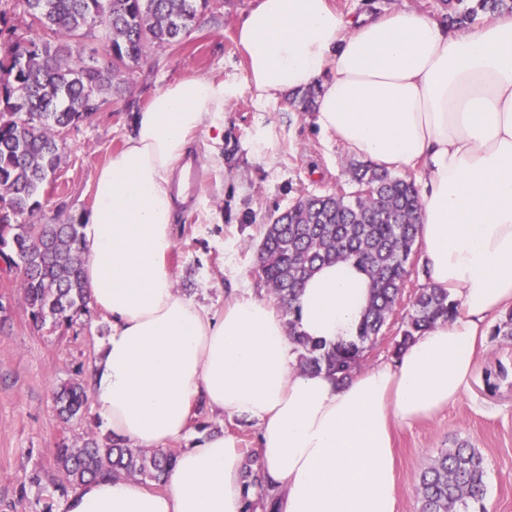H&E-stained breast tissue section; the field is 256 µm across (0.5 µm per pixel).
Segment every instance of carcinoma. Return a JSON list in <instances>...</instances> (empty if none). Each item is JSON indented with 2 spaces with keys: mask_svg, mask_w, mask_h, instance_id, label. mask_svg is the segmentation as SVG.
Returning <instances> with one entry per match:
<instances>
[{
  "mask_svg": "<svg viewBox=\"0 0 512 512\" xmlns=\"http://www.w3.org/2000/svg\"><path fill=\"white\" fill-rule=\"evenodd\" d=\"M219 0H22L29 37L11 32L0 54V260L19 282L30 323L69 330L90 316L82 268L83 214L42 224L41 197L59 166L61 133L122 97L147 50L180 46L200 16ZM445 23L465 29L487 13H511L512 0H442ZM102 30L105 48L85 38ZM319 87L289 94L296 112L315 110ZM350 191L302 195L270 224L255 247L257 272L288 316L298 368L326 370L351 380L383 333L401 297L415 252L421 202L415 180L372 165L349 167ZM350 261L371 279L372 297L355 340L327 346L298 331L294 302L299 288L325 263ZM459 302L425 284L418 289L391 354L402 351L437 321L453 318ZM65 424L89 415L87 387L75 378L54 393ZM174 451L119 444L112 436H87L82 445L60 443L48 484L32 512H54L56 499L97 478L144 477L156 487L176 461ZM243 512H269L275 495L261 473L247 469ZM485 466L474 448L460 445L438 456L421 474L419 512H485Z\"/></svg>",
  "mask_w": 512,
  "mask_h": 512,
  "instance_id": "carcinoma-1",
  "label": "carcinoma"
}]
</instances>
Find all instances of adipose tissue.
Returning a JSON list of instances; mask_svg holds the SVG:
<instances>
[{"mask_svg":"<svg viewBox=\"0 0 512 512\" xmlns=\"http://www.w3.org/2000/svg\"><path fill=\"white\" fill-rule=\"evenodd\" d=\"M236 41L244 85L185 77L163 87L97 172L83 219L89 306L111 323L88 375L91 410L129 445L181 449L164 490L91 480L62 512H243L235 438L186 442L199 402L257 423L279 512H398L394 429L467 391L490 321L512 308V14L458 32L407 9L349 18L329 0H259ZM314 84L322 135L378 167L416 171L421 264L461 303L395 363L344 384L297 370L273 301L248 290L215 310L176 289L169 262L172 185L191 136L223 145L224 107L240 89L268 101ZM370 296L355 264L322 265L300 289L298 330L351 341Z\"/></svg>","mask_w":512,"mask_h":512,"instance_id":"adipose-tissue-1","label":"adipose tissue"}]
</instances>
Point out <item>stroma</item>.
<instances>
[{
    "label": "stroma",
    "instance_id": "obj_1",
    "mask_svg": "<svg viewBox=\"0 0 512 512\" xmlns=\"http://www.w3.org/2000/svg\"><path fill=\"white\" fill-rule=\"evenodd\" d=\"M257 0H223L201 16L182 46L150 53L134 73L124 100L99 110L72 129L61 150L55 183L44 200L43 222L91 210L98 168L119 151L131 131L133 112L146 109L165 85L184 77H205L243 84L244 58L236 29ZM343 14L384 13L407 8L440 18L441 0H330ZM201 169L194 199L179 208L170 262L176 287L204 304L222 309L229 289L250 287L265 294L255 272V252L271 216L288 208L300 193H333L348 181L353 157L335 140L322 136L311 116H298L287 99L257 100L241 92L224 109V144L212 154L204 134L188 147ZM384 335L368 353L365 369L391 363L392 342L418 288L426 281L419 256ZM0 512L17 508L20 482L50 471L58 443L81 445L87 433L105 436L96 417L64 424L54 393L90 366L110 322L102 313L80 319L78 337L35 330L23 295L12 277L0 272ZM512 368V337L488 332L467 392L435 417L398 430L394 452L400 475L398 512H418L416 487L421 473L457 444L476 448L487 475L483 504L487 512H512V377L489 391L486 372Z\"/></svg>",
    "mask_w": 512,
    "mask_h": 512
}]
</instances>
